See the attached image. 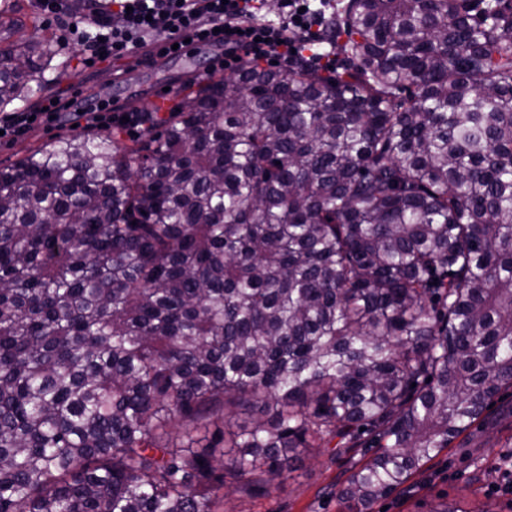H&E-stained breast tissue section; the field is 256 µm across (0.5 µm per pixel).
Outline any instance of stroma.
Segmentation results:
<instances>
[{
	"instance_id": "stroma-1",
	"label": "stroma",
	"mask_w": 512,
	"mask_h": 512,
	"mask_svg": "<svg viewBox=\"0 0 512 512\" xmlns=\"http://www.w3.org/2000/svg\"><path fill=\"white\" fill-rule=\"evenodd\" d=\"M6 4L1 16L9 27L0 36L12 41L34 34L53 37L57 55L46 73L50 83L44 94L72 98L80 105L98 99L120 112L144 108L165 112L172 92L205 71L218 55L217 49L198 44L178 56H162L148 46L130 57L89 64L81 37L65 32L56 19L41 13L36 0H6ZM87 129L86 123L75 122L73 114L66 113L58 121L34 125L18 139H0V166L17 162L59 135ZM508 451H512V389L496 397L476 430L460 437L455 447L429 462L400 492L373 505L371 512H429L440 501L460 506L464 512H512V498L491 489L496 480L493 468ZM372 454L369 448L340 454L334 442H321L302 470L269 496H250L236 479L227 478L224 508L226 512H343L336 493L350 468Z\"/></svg>"
}]
</instances>
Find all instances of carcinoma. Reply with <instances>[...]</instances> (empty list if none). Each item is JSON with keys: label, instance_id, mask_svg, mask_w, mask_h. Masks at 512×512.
<instances>
[{"label": "carcinoma", "instance_id": "obj_1", "mask_svg": "<svg viewBox=\"0 0 512 512\" xmlns=\"http://www.w3.org/2000/svg\"><path fill=\"white\" fill-rule=\"evenodd\" d=\"M326 28L342 73L245 59L0 168V512H224L367 433L366 512L512 388V0ZM55 55L0 38V107Z\"/></svg>", "mask_w": 512, "mask_h": 512}]
</instances>
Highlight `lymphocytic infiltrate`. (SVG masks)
I'll use <instances>...</instances> for the list:
<instances>
[{"instance_id":"f902f5d3","label":"lymphocytic infiltrate","mask_w":512,"mask_h":512,"mask_svg":"<svg viewBox=\"0 0 512 512\" xmlns=\"http://www.w3.org/2000/svg\"><path fill=\"white\" fill-rule=\"evenodd\" d=\"M311 0H281L279 21L262 18L254 0H120L111 10L102 0H84L71 24L84 34L92 57L121 56L150 43L168 55L184 41L223 47L225 62L242 54L288 60L293 51L320 44L325 16ZM63 107L59 97L44 99L31 112L0 117V132L13 139L32 122L50 121Z\"/></svg>"}]
</instances>
